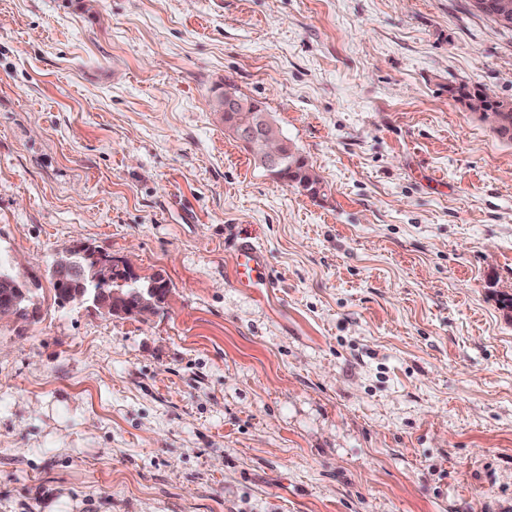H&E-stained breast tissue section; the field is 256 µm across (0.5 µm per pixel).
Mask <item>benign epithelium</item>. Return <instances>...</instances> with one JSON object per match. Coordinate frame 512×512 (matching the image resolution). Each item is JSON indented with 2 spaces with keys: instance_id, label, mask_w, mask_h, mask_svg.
<instances>
[{
  "instance_id": "1",
  "label": "benign epithelium",
  "mask_w": 512,
  "mask_h": 512,
  "mask_svg": "<svg viewBox=\"0 0 512 512\" xmlns=\"http://www.w3.org/2000/svg\"><path fill=\"white\" fill-rule=\"evenodd\" d=\"M217 112L222 117L233 116L232 131L265 167H278L282 158L290 151L289 143L278 134L268 113L262 111L254 102L226 88L218 98ZM74 251L86 258L87 266H74L64 258L58 260L57 269L63 275H70L71 292L66 303L90 302L110 315L124 314L126 297L116 292L110 293L101 288L100 284L109 280L112 270L116 268L126 272L131 279L137 278L133 265L127 259H112L85 244L75 246ZM27 283L25 276L15 272L6 280V285L14 289L15 297L11 303L0 305V323L32 322L38 318V310L22 306Z\"/></svg>"
}]
</instances>
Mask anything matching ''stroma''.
<instances>
[{"label":"stroma","instance_id":"1","mask_svg":"<svg viewBox=\"0 0 512 512\" xmlns=\"http://www.w3.org/2000/svg\"><path fill=\"white\" fill-rule=\"evenodd\" d=\"M462 86L512 100L471 0H0V256L40 309L0 326V512H512V140ZM78 243L164 307L55 303ZM254 101V100H253ZM244 97L235 94L224 86L217 102V112L233 116L232 131L244 142L266 168L278 167L282 158L290 151L289 143L277 132L268 113ZM308 167L305 158L297 149L292 147L291 153L285 157L279 170H277V176H274V178L301 185L307 177L306 171ZM266 257L259 245L253 242L243 244L235 256L237 284L243 288H259L263 285Z\"/></svg>","mask_w":512,"mask_h":512}]
</instances>
